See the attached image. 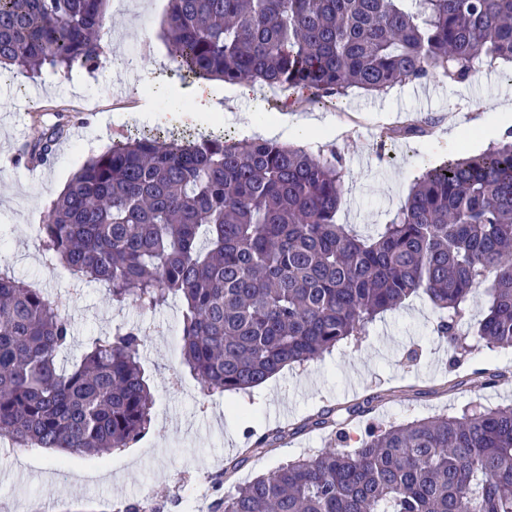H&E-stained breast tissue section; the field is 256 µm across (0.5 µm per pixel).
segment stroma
<instances>
[{"instance_id": "35a3bbf8", "label": "stroma", "mask_w": 512, "mask_h": 512, "mask_svg": "<svg viewBox=\"0 0 512 512\" xmlns=\"http://www.w3.org/2000/svg\"><path fill=\"white\" fill-rule=\"evenodd\" d=\"M168 0H109V53L123 57L138 46L127 68L94 72L49 69L34 78L10 75L0 82V272L43 289L63 304L74 339L64 366L79 361L91 340L118 324L145 334L141 362L155 398L149 432L137 453L121 448L100 456H68L45 448L0 446V512H209L223 486L268 473L323 448L349 451L372 425L389 426L448 414L467 407L512 403V350L479 347L451 361L446 337L436 328L440 311L422 294L379 315L360 342L284 369L247 394L204 396L181 363V306L172 299L156 311L116 305L102 285L76 284L61 265L43 262L38 226L72 175L102 154L113 137L181 136L200 141L240 139L242 125L262 126L267 115L286 114L290 123L335 126L330 138L311 142V151L334 153L345 169L336 221L358 234H375L405 203L426 169L454 158L451 128L476 119L496 123L512 102V62H479L463 83L443 77L425 81L428 104L410 83L382 94L351 87L332 103L311 104L299 93L252 84L249 95L223 101V123L182 126L129 122L132 112H188L199 86L174 62L162 37ZM44 113L29 112L30 102ZM70 118L51 160L31 168L17 163L22 146ZM429 119L426 133L380 145L381 131L406 118ZM262 436L274 450L243 456ZM230 478H223L225 468Z\"/></svg>"}]
</instances>
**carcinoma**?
Masks as SVG:
<instances>
[{"instance_id": "cac0c4a2", "label": "carcinoma", "mask_w": 512, "mask_h": 512, "mask_svg": "<svg viewBox=\"0 0 512 512\" xmlns=\"http://www.w3.org/2000/svg\"><path fill=\"white\" fill-rule=\"evenodd\" d=\"M108 0H0V70L93 72ZM163 33L198 80L264 83L325 103L474 63L512 61V0H168ZM425 132L419 121L382 137ZM64 125L22 158L48 160ZM338 158L263 139L124 137L87 160L39 226L43 251L115 304L182 301V363L203 395L249 391L314 360L410 296L448 312L452 359L470 296L475 331L512 349V130L485 152L423 173L374 236L336 223ZM145 335L123 324L67 369L61 303L0 275V439L68 456L128 448L151 426ZM221 512H512V405L368 428L224 493Z\"/></svg>"}]
</instances>
